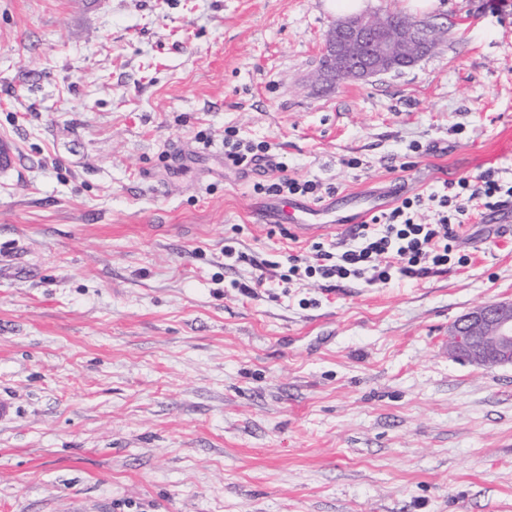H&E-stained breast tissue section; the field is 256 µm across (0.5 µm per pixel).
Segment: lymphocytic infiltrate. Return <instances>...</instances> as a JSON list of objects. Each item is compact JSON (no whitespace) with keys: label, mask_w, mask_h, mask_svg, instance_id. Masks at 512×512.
<instances>
[{"label":"lymphocytic infiltrate","mask_w":512,"mask_h":512,"mask_svg":"<svg viewBox=\"0 0 512 512\" xmlns=\"http://www.w3.org/2000/svg\"><path fill=\"white\" fill-rule=\"evenodd\" d=\"M267 143L238 138L235 129L224 130V163L238 170L269 168L267 179L255 182V194L288 198L300 196L322 201L321 183L285 175L283 163L272 161ZM512 202V182L488 169L475 179L444 181L439 190L397 200L393 207L370 216L353 230L349 241L337 245L313 243L310 254L294 251L287 256L285 284L302 279L341 282L360 280L366 285H386L397 279L418 280L448 265L467 266L470 257L457 245L458 229L476 212L485 213ZM429 212L421 222L420 212Z\"/></svg>","instance_id":"obj_1"}]
</instances>
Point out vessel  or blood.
<instances>
[{
	"label": "vessel or blood",
	"instance_id": "obj_1",
	"mask_svg": "<svg viewBox=\"0 0 512 512\" xmlns=\"http://www.w3.org/2000/svg\"><path fill=\"white\" fill-rule=\"evenodd\" d=\"M403 191V185L396 182L379 194L343 192L322 205L291 198L278 200L265 210L263 221L267 224H288L307 231L333 225L347 234L356 225L366 222L373 213L388 208Z\"/></svg>",
	"mask_w": 512,
	"mask_h": 512
}]
</instances>
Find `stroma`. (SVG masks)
Here are the masks:
<instances>
[{
  "label": "stroma",
  "instance_id": "1",
  "mask_svg": "<svg viewBox=\"0 0 512 512\" xmlns=\"http://www.w3.org/2000/svg\"><path fill=\"white\" fill-rule=\"evenodd\" d=\"M364 9L448 38L322 86L329 0H0V512H512V366L442 345L512 299V226L418 281L237 288L289 242L225 128L340 193L512 180V0Z\"/></svg>",
  "mask_w": 512,
  "mask_h": 512
}]
</instances>
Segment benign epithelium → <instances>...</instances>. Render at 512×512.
Masks as SVG:
<instances>
[{
  "instance_id": "obj_1",
  "label": "benign epithelium",
  "mask_w": 512,
  "mask_h": 512,
  "mask_svg": "<svg viewBox=\"0 0 512 512\" xmlns=\"http://www.w3.org/2000/svg\"><path fill=\"white\" fill-rule=\"evenodd\" d=\"M433 37L397 25L392 13L336 19L326 33L317 79L330 86L416 65L430 53ZM448 352L479 367L512 366V301L483 303L448 332Z\"/></svg>"
}]
</instances>
